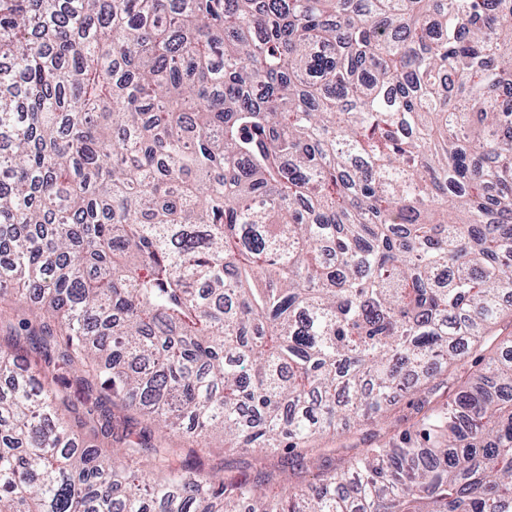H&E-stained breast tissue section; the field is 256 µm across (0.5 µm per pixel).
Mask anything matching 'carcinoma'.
<instances>
[{
  "label": "carcinoma",
  "instance_id": "obj_1",
  "mask_svg": "<svg viewBox=\"0 0 512 512\" xmlns=\"http://www.w3.org/2000/svg\"><path fill=\"white\" fill-rule=\"evenodd\" d=\"M0 58V512H512V0H0ZM473 354L285 496L169 443L295 468ZM7 311L5 317L2 315V322L0 319V347L2 350H6L10 336L9 323H15L20 318L25 317L29 311L25 306L15 305L11 297L1 296L0 297V312ZM427 395V390L417 392H398L395 395L396 405L393 410L388 414V419L383 430H380V426L375 424L361 427L358 430H352L347 444L356 445L357 448H374L373 443L379 440H388L390 437L398 439V436L402 431L408 429L409 425L413 422L415 416L414 407L417 400ZM403 417L410 418L409 422H404ZM388 435L384 436V431ZM373 444V445H371ZM371 445V446H370Z\"/></svg>",
  "mask_w": 512,
  "mask_h": 512
}]
</instances>
